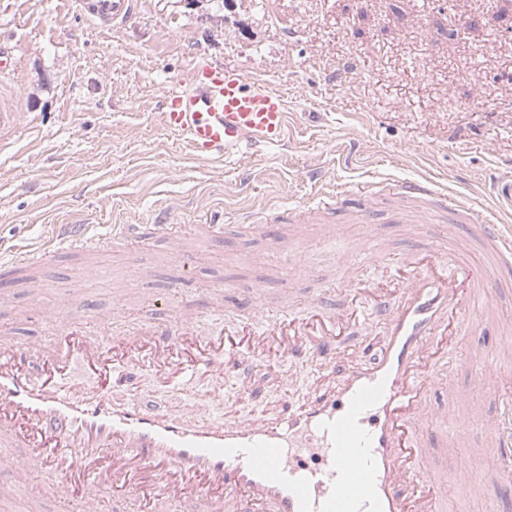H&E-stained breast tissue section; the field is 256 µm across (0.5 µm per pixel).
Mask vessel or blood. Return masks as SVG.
<instances>
[{
    "mask_svg": "<svg viewBox=\"0 0 512 512\" xmlns=\"http://www.w3.org/2000/svg\"><path fill=\"white\" fill-rule=\"evenodd\" d=\"M134 10L135 0H91L88 16L112 27ZM163 118L204 158L278 144L289 124L287 102L265 81L221 67L170 96ZM393 196L423 200L449 232L471 225L492 260H468L441 238L403 258L405 275L393 287L348 276L347 295L388 316L382 338L362 347L359 366H342L340 357L357 310L338 318L315 296L304 318L275 316L259 284L250 294L249 325L238 333H202L197 314L185 309L118 335L45 312L42 320L60 328L57 337L0 338V471L47 473L49 494L75 499L76 512H103L111 493L129 490L153 502L155 512L181 499L200 512H447L446 485L466 490L478 473L498 472L512 459L511 400L494 415L479 408L451 416L432 395L449 348L488 326L476 302L491 300L498 273L512 266V226L426 179L394 185ZM90 231L87 224H59L38 252L0 247V261L46 269ZM272 353L291 367L285 383H293L294 368L313 363L338 379L337 391L266 427L249 415L214 419L202 394L187 413L164 415L133 400L113 405L105 393L76 397L62 386L77 360L117 388L134 367L179 379L221 375ZM502 370L495 351L483 357L479 374L493 388ZM472 428L493 446L480 469L464 461L447 475L429 465L434 432Z\"/></svg>",
    "mask_w": 512,
    "mask_h": 512,
    "instance_id": "1",
    "label": "vessel or blood"
}]
</instances>
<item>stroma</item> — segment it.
<instances>
[{
	"label": "stroma",
	"mask_w": 512,
	"mask_h": 512,
	"mask_svg": "<svg viewBox=\"0 0 512 512\" xmlns=\"http://www.w3.org/2000/svg\"><path fill=\"white\" fill-rule=\"evenodd\" d=\"M78 0H0V53L16 58L0 77L8 113L0 137V245L36 246L54 224H153L167 216L194 241L200 224L224 232L195 251L184 275L156 234L131 246L117 240L96 251L61 252L49 286L14 290L0 325L17 338L48 337L33 312L67 295L88 327L128 332L158 314L198 310L216 326L206 291H224V307L243 314L246 290L263 281L272 314L284 301L301 309L319 295L327 311L349 310L338 247L321 237L344 226L351 241L378 242L373 262L352 255L357 274L395 278L404 254L437 236L418 204L398 219V203L357 213L317 206L321 192L428 177L440 189L472 197L490 217L512 209L485 196L483 184L512 161V0H137L135 16L112 29L90 21ZM265 80L288 100L292 122L280 144L223 160L195 156L165 126L162 112L191 83V57ZM357 69L338 78L346 59ZM255 212L245 222L241 211ZM98 278L83 280L84 266ZM512 335L471 336L448 354L438 399L463 412L449 390L494 410L500 395L478 379L481 355ZM270 356L244 375L199 377L185 384L154 371L131 372L112 401L144 398L165 414H183L206 394L214 418L248 414L271 423L299 408L328 382ZM448 512H512V472L478 477L461 492L445 486Z\"/></svg>",
	"instance_id": "obj_1"
}]
</instances>
